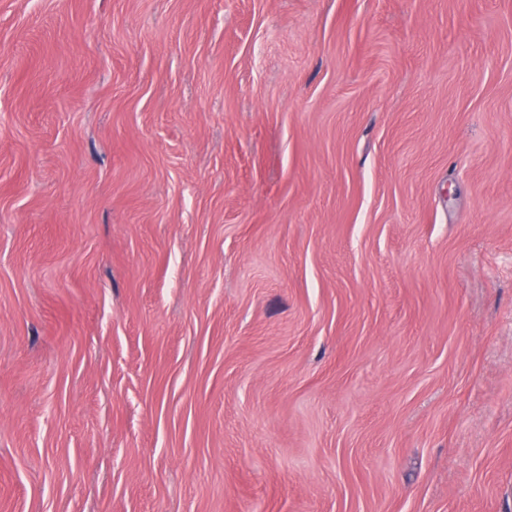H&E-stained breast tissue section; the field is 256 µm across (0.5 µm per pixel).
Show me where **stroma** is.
Wrapping results in <instances>:
<instances>
[{
	"label": "stroma",
	"instance_id": "stroma-1",
	"mask_svg": "<svg viewBox=\"0 0 512 512\" xmlns=\"http://www.w3.org/2000/svg\"><path fill=\"white\" fill-rule=\"evenodd\" d=\"M0 512H512V0H0Z\"/></svg>",
	"mask_w": 512,
	"mask_h": 512
}]
</instances>
